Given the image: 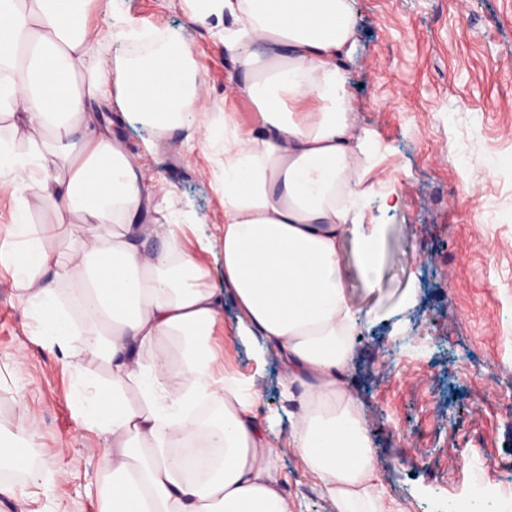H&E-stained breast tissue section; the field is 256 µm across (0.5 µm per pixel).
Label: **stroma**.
Instances as JSON below:
<instances>
[{
  "instance_id": "obj_1",
  "label": "stroma",
  "mask_w": 512,
  "mask_h": 512,
  "mask_svg": "<svg viewBox=\"0 0 512 512\" xmlns=\"http://www.w3.org/2000/svg\"><path fill=\"white\" fill-rule=\"evenodd\" d=\"M156 38L190 45L208 102L199 120L255 107L224 94L232 63L221 32L194 26L184 0H98ZM349 88L370 136L363 222L377 228L381 292L358 274L348 286L370 312L356 341L352 391L362 400L379 487L396 512H433L475 485L512 486V0H356ZM164 213L195 216L182 246L221 284L224 205L216 167L196 129L159 132L108 107ZM478 178L475 200L465 196ZM212 246L202 251L199 240ZM224 306L215 339L227 367L254 377L292 512H333L288 445V405L275 354L263 365ZM79 385L58 347L35 334L0 266V434L33 431L31 473L0 468V512H108L112 474L103 431L78 415Z\"/></svg>"
}]
</instances>
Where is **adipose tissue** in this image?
Here are the masks:
<instances>
[{"label": "adipose tissue", "mask_w": 512, "mask_h": 512, "mask_svg": "<svg viewBox=\"0 0 512 512\" xmlns=\"http://www.w3.org/2000/svg\"><path fill=\"white\" fill-rule=\"evenodd\" d=\"M185 2L192 21L224 25L230 89L256 107L250 130L228 112L221 133L202 131L224 201L222 286L181 249L180 225L146 223V176L103 114L113 98L160 131L191 124L207 103L190 47L179 38L104 61L103 45L136 39L139 27L119 14L93 21L95 0H0L13 283L39 335L111 368L108 386L83 377L79 401L85 422L109 435L111 512H289L254 380L210 344L228 303L255 360L278 356L288 444L334 512H391L349 383L361 325L351 269L368 292L380 286L377 239L358 213L369 140L347 89L354 0ZM44 202L54 219L34 225ZM130 385L140 405L127 403ZM197 441L215 456L185 458Z\"/></svg>", "instance_id": "adipose-tissue-1"}]
</instances>
